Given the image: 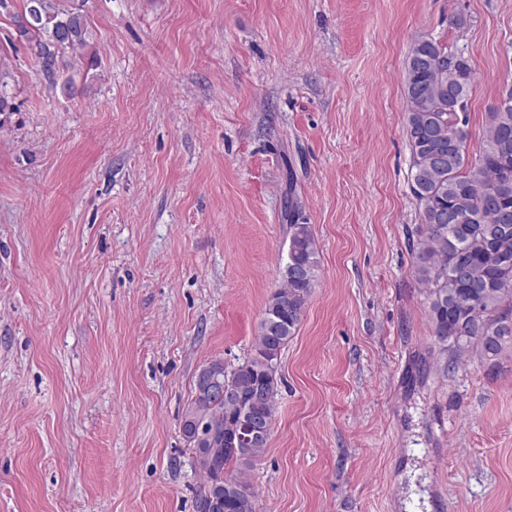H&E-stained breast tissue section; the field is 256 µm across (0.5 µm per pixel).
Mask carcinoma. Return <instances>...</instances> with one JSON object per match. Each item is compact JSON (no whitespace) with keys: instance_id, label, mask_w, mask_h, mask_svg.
<instances>
[{"instance_id":"carcinoma-1","label":"carcinoma","mask_w":512,"mask_h":512,"mask_svg":"<svg viewBox=\"0 0 512 512\" xmlns=\"http://www.w3.org/2000/svg\"><path fill=\"white\" fill-rule=\"evenodd\" d=\"M2 14L18 38L32 45L51 80L60 71L61 53L87 44L84 15L61 12L51 0H23L20 8L15 0H0ZM6 78L0 68V126L15 111ZM473 81L465 52L434 39L415 42L407 57L409 187L422 211L411 252L414 273L427 289L434 341L491 363L512 345V83L488 112L485 140L472 156ZM319 265L311 226L290 221L282 285L265 304L254 352L231 370L221 359L208 362L233 398L226 401L195 383L181 432L204 474L196 512H255L251 481L220 476L231 466L250 471L267 447L266 440L243 444L240 427L252 417L275 419L278 362L304 316Z\"/></svg>"}]
</instances>
